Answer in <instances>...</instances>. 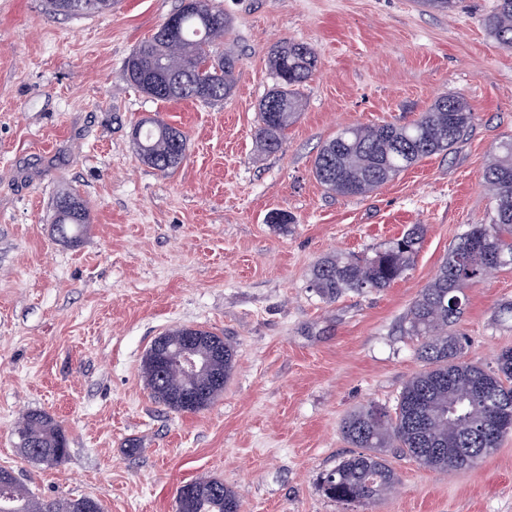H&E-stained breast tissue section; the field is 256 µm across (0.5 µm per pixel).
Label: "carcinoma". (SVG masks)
Wrapping results in <instances>:
<instances>
[{
  "label": "carcinoma",
  "instance_id": "1",
  "mask_svg": "<svg viewBox=\"0 0 512 512\" xmlns=\"http://www.w3.org/2000/svg\"><path fill=\"white\" fill-rule=\"evenodd\" d=\"M54 14L84 15L112 9V0H45ZM154 35L126 58L124 74L141 92L158 100L192 99L204 103L229 97L234 88L236 59L214 51L224 36V11L210 0H181ZM492 36L512 47V0H496L487 18ZM318 64L315 50L285 42L272 56L274 84L259 104L258 147L276 153L282 136L299 111L302 88ZM474 114L460 96H441L429 111L406 124L353 126L339 131L316 154L313 174L328 190L344 197H365L420 160L449 153L472 125ZM132 142L140 158L153 169L169 173L186 157L183 132L159 120L133 127ZM483 181L491 190L493 213L487 224H475L452 245L428 285L408 309L403 324L407 333L423 338L420 357L426 368L403 388L394 411L370 403L353 411L342 424L345 439L361 452L341 460L322 477V489L342 502L368 501L390 492L398 482L383 452L392 450L439 471L470 468L469 458L439 460L426 448L448 446L454 440L484 459L512 429V350L503 351L494 370L461 361L456 338L448 327L462 313L463 290L481 281L484 267L497 253L512 266V138L501 141L487 165ZM67 198L78 217L56 210L58 233L78 241L88 208L80 197ZM423 227L415 225L371 257L334 253L314 267L310 287L321 298L333 301L349 291L388 288L409 270L419 252ZM200 347L220 354L213 369L229 377L234 349L224 338L197 330ZM142 370L153 399L177 413H196L211 406L221 392L195 406L183 401V387L201 382L178 376L172 368L161 373L157 362L143 360ZM15 433L23 454L34 462L58 461L68 454L64 432L48 414L30 411L18 422ZM102 512L98 500L84 496L45 501L33 496L16 477L0 482V512ZM237 492L214 478H199L177 492V512H240Z\"/></svg>",
  "mask_w": 512,
  "mask_h": 512
}]
</instances>
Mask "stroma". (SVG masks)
Masks as SVG:
<instances>
[{
	"instance_id": "35a3bbf8",
	"label": "stroma",
	"mask_w": 512,
	"mask_h": 512,
	"mask_svg": "<svg viewBox=\"0 0 512 512\" xmlns=\"http://www.w3.org/2000/svg\"><path fill=\"white\" fill-rule=\"evenodd\" d=\"M180 0H112L90 16L43 0H0V468L37 497L97 499L103 512H177L178 489L214 477L241 512H512V433L473 469L437 471L388 454L396 491L338 502L323 474L353 447L354 409H394L425 364L402 320L456 238L488 223L483 172L512 136V48L485 19L495 0L453 11L421 0H217L237 59L224 101H160L123 65ZM283 41L311 46L315 75L277 153L257 146L258 107ZM474 122L436 154L364 197L313 175L320 147L347 126L408 123L442 95ZM158 118L188 138L173 172L136 154L131 131ZM79 195L78 242L55 230L58 196ZM274 212L285 225L270 223ZM424 228L411 268L389 288L328 302L314 265L372 256ZM454 327L461 360L495 368L512 349V267L467 286ZM180 327L235 350L224 393L197 413L155 403L142 373L151 342ZM50 415L68 439L58 462L24 457L22 414Z\"/></svg>"
}]
</instances>
